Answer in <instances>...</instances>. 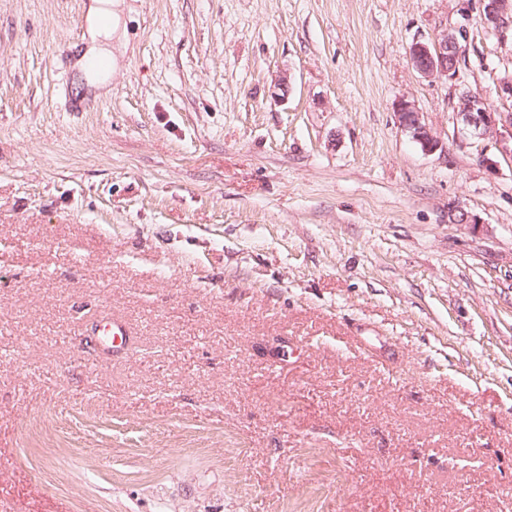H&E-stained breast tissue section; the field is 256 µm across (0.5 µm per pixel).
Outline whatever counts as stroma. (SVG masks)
Instances as JSON below:
<instances>
[{"mask_svg": "<svg viewBox=\"0 0 512 512\" xmlns=\"http://www.w3.org/2000/svg\"><path fill=\"white\" fill-rule=\"evenodd\" d=\"M89 2L0 0V512H512V159L456 121L512 113V28L121 0L96 87ZM466 51L456 35L441 34L429 43L415 42L410 48V62L415 70L428 79L452 78L458 72L457 61ZM458 122L461 131L473 137H501L498 126L505 127L508 123L511 140V146L507 145L504 139L500 140V153L504 156L512 158V113L504 117L503 112L494 110L480 94L470 90H463L458 97ZM395 114L399 126L428 152L436 150L439 142L422 122L421 112L416 104L406 98H400L395 105ZM102 335L105 336L103 351H115V349L121 347L126 341V325L123 322L112 320V322L104 326Z\"/></svg>", "mask_w": 512, "mask_h": 512, "instance_id": "35a3bbf8", "label": "stroma"}]
</instances>
